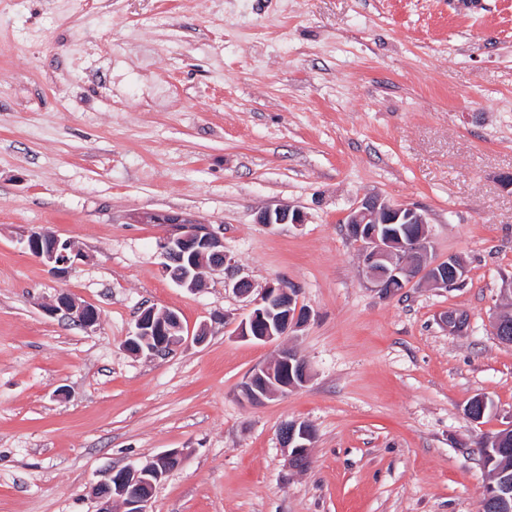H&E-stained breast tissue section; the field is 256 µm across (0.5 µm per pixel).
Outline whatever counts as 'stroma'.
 <instances>
[{"label": "stroma", "mask_w": 512, "mask_h": 512, "mask_svg": "<svg viewBox=\"0 0 512 512\" xmlns=\"http://www.w3.org/2000/svg\"><path fill=\"white\" fill-rule=\"evenodd\" d=\"M506 173L512 0H0V512H95L109 471L174 448L152 512H478L479 443L512 426ZM367 196L423 209L462 285L373 288L344 222ZM279 206L304 223H257ZM147 213L208 225L232 266L179 287ZM37 229L85 261L51 274L20 242ZM243 277L310 322L237 337ZM62 291L95 331L46 314ZM145 305L181 318L169 354L123 348ZM284 344L308 382L248 402ZM289 421L314 431L302 469ZM281 438L283 447L287 450L288 460L295 466L297 458L302 453V448H309L308 442L311 441L310 430L304 423L292 422L288 429V422L281 429Z\"/></svg>", "instance_id": "stroma-1"}]
</instances>
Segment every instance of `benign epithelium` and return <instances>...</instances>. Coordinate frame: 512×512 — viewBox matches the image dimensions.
<instances>
[{"label": "benign epithelium", "instance_id": "obj_1", "mask_svg": "<svg viewBox=\"0 0 512 512\" xmlns=\"http://www.w3.org/2000/svg\"><path fill=\"white\" fill-rule=\"evenodd\" d=\"M142 220L169 227L160 238L159 249L166 260L164 268L180 287L194 290L201 285L200 271L209 267L222 269L231 265L230 254L224 250V237L209 226L171 214L149 213ZM259 224H302L304 215L288 206L265 209L256 217ZM350 237L361 244L360 258L375 287L383 295L392 291L393 280L404 288L416 281L437 288H453L463 282L465 268L455 256L445 262L429 257L426 214L407 205H395L378 197H367L345 217ZM408 224L405 234L389 231L387 226ZM26 250L53 274H63L86 255L48 229L30 231L24 238ZM252 309L243 318L235 335L257 342H273L306 325L310 313L299 306L295 291L280 281L270 282L257 290ZM49 315L63 314L89 330L98 323V313L90 305L77 302L67 293H60L46 308ZM179 315L171 310L159 312L153 306L143 307L133 330L124 341V348L136 355H165L184 339ZM307 364L291 349L280 351L276 360L257 369L243 384L242 395L252 403L288 393L305 384ZM283 447L291 465L297 464L302 449L309 447L310 430L304 423L294 422L281 429ZM182 452L177 449L159 454L154 463L143 469L124 467L112 471L109 479L96 485L92 494L98 503L96 512H112V502H122L125 512H150L151 495L159 469L177 467ZM496 512H512V479L504 478L490 487L486 494Z\"/></svg>", "mask_w": 512, "mask_h": 512}]
</instances>
